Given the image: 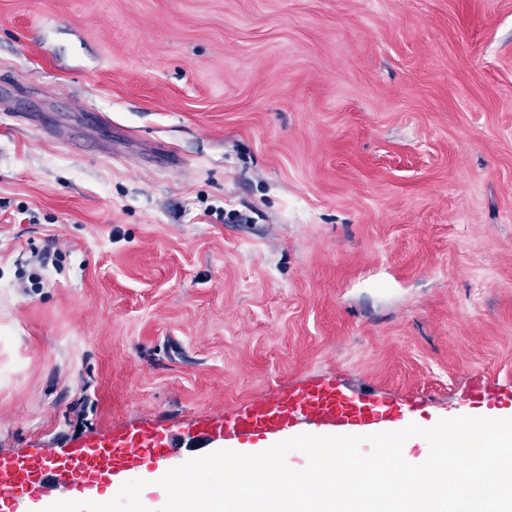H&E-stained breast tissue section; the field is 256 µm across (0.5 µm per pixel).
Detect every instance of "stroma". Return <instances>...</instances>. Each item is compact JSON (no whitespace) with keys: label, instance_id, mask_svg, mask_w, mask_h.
I'll return each mask as SVG.
<instances>
[{"label":"stroma","instance_id":"obj_1","mask_svg":"<svg viewBox=\"0 0 512 512\" xmlns=\"http://www.w3.org/2000/svg\"><path fill=\"white\" fill-rule=\"evenodd\" d=\"M512 392V0H0V455L341 376Z\"/></svg>","mask_w":512,"mask_h":512}]
</instances>
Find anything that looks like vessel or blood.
Instances as JSON below:
<instances>
[{
    "instance_id": "b4317fda",
    "label": "vessel or blood",
    "mask_w": 512,
    "mask_h": 512,
    "mask_svg": "<svg viewBox=\"0 0 512 512\" xmlns=\"http://www.w3.org/2000/svg\"><path fill=\"white\" fill-rule=\"evenodd\" d=\"M471 399L483 408L501 407L511 399L489 393L473 382ZM409 412L393 402L348 394L330 381L312 382L264 395L224 420L198 425L205 438L235 440L244 445L287 430L294 420L310 417L328 428L348 431L384 423L404 424ZM173 439L162 427H133L96 439L71 440L58 456L33 452L0 456V512H14L23 499L35 498L51 480L63 481L76 496L90 498L115 486L118 473L161 464Z\"/></svg>"
}]
</instances>
